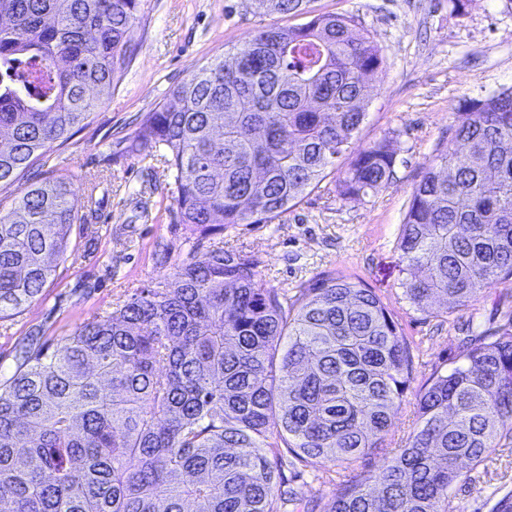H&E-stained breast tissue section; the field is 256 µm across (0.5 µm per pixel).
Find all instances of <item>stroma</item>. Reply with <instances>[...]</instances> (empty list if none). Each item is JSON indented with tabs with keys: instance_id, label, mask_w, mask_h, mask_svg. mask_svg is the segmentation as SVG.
<instances>
[{
	"instance_id": "35a3bbf8",
	"label": "stroma",
	"mask_w": 512,
	"mask_h": 512,
	"mask_svg": "<svg viewBox=\"0 0 512 512\" xmlns=\"http://www.w3.org/2000/svg\"><path fill=\"white\" fill-rule=\"evenodd\" d=\"M306 9L355 16L381 47L385 69L372 80L365 119L347 155L392 137L393 177L358 200L340 197L324 180L272 223L228 227L223 242L257 261L265 287L293 298L319 279L358 278L410 343L409 393L385 452L364 456L351 471L331 470L318 459L283 471L290 490L326 512L341 482L377 470L385 454L401 447L414 421L415 395L434 370L461 362L472 339L512 318V281L442 316L414 309L400 288L406 273L397 249L413 187L461 112L472 100L512 87V0H467L461 8L454 0H308ZM303 21L266 14L255 0H143L132 31L133 62L87 124L54 145L42 169L47 177H68L77 198H91L96 219L72 229L78 259L58 260L41 296L0 323L1 381L31 338L57 343L136 289L167 279L195 248L213 246V239L177 223L162 163L121 147L135 118L163 102L193 68L224 57L266 26ZM510 496L512 447L498 449L453 488L450 512H497Z\"/></svg>"
}]
</instances>
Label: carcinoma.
Returning a JSON list of instances; mask_svg holds the SVG:
<instances>
[{
	"mask_svg": "<svg viewBox=\"0 0 512 512\" xmlns=\"http://www.w3.org/2000/svg\"><path fill=\"white\" fill-rule=\"evenodd\" d=\"M303 13L304 0H258ZM141 0H0V321L43 291L91 210L32 170L88 120L134 58ZM384 57L347 14L271 25L136 118L125 152L173 179L177 223L266 224L327 175L345 199L386 186L388 137L343 169ZM404 298L463 307L512 280V87L470 103L425 165L397 239ZM242 250L190 254L55 346L21 348L0 383V512H303L284 458L349 468L382 447L411 376L381 299L347 276L294 301ZM512 444V322L417 394L399 452L327 512H448L451 487Z\"/></svg>",
	"mask_w": 512,
	"mask_h": 512,
	"instance_id": "cac0c4a2",
	"label": "carcinoma"
}]
</instances>
